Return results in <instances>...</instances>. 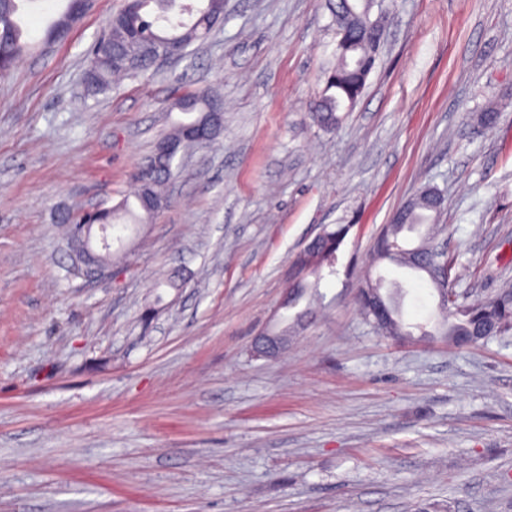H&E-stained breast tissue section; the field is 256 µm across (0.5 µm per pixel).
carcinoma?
<instances>
[{
	"label": "carcinoma",
	"instance_id": "1",
	"mask_svg": "<svg viewBox=\"0 0 512 512\" xmlns=\"http://www.w3.org/2000/svg\"><path fill=\"white\" fill-rule=\"evenodd\" d=\"M32 0H7L0 5V30L6 29L10 37L0 40V78L8 75L16 58L27 49L29 44L23 41L21 15L26 4ZM173 8L167 0H139L137 9L122 6L109 22V33L98 41L88 60L86 76L88 90L94 94L112 87V82L131 71L121 64V58L132 49L135 41L152 45H177L186 48L192 42L206 34L208 18L224 13V0H198L197 6L187 12L189 20H174L169 16ZM331 12L336 29L342 31L340 41L336 42L333 62L325 74V87L316 105L314 119L325 130H334L342 120V113L353 109L362 94L367 78L372 71L378 49L369 41L368 33L376 29L372 20V0H343L332 4ZM76 16L74 0H67L63 12L52 20L45 31L50 40L65 37L69 21ZM210 103L206 93H190L179 103L182 112L201 115ZM498 120V109L488 105L476 114L477 126L483 130L492 128ZM174 177L173 163H162L155 174L153 183L145 188H137L133 199H124L118 207L96 216V221L106 224H144L154 215L143 202V195L150 194L158 200L168 202L167 187ZM442 195L432 186H423L412 198L395 211L390 223L384 225L375 240L369 255L366 271L359 287V303L366 319L374 321L367 308L364 297L372 290L376 279L371 270L389 263L401 268L409 267L410 260L421 253L431 260L432 266L439 269L448 267V278H456L455 262L446 253H433L431 240L440 232L437 224L438 203ZM419 243L407 247L402 234L420 228ZM352 225L337 224L324 227L307 245L295 261L296 280L290 285L288 305L302 300L312 305L319 298L320 281L323 272L335 273L337 252L348 235ZM399 287L387 292L383 300L388 309L389 318L382 327L390 336L405 339L412 336L403 322L397 293ZM442 313L435 324L434 335L440 337L454 349L469 347L480 341L504 336L512 331V285L500 289L489 300L473 299L453 300L448 304H439Z\"/></svg>",
	"mask_w": 512,
	"mask_h": 512
}]
</instances>
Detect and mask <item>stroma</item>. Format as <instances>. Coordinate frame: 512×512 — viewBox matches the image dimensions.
<instances>
[{
	"instance_id": "1",
	"label": "stroma",
	"mask_w": 512,
	"mask_h": 512,
	"mask_svg": "<svg viewBox=\"0 0 512 512\" xmlns=\"http://www.w3.org/2000/svg\"><path fill=\"white\" fill-rule=\"evenodd\" d=\"M122 4L93 0L45 45L65 0H35L36 47L0 79V512H512V333L398 341L357 298L376 235L428 184L458 297L512 280V0H396L333 131L313 119L329 0H224L186 57L87 94ZM183 89L223 99L220 136L180 152L170 203L113 240L124 264L69 274L64 217L131 195ZM334 224L351 227L337 273L291 329L293 262ZM377 272L427 322L426 282Z\"/></svg>"
}]
</instances>
